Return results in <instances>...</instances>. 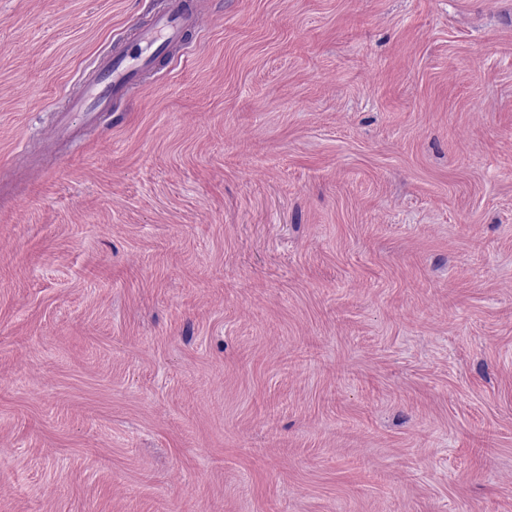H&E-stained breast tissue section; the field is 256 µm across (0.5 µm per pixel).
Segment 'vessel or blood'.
<instances>
[{
    "label": "vessel or blood",
    "instance_id": "1",
    "mask_svg": "<svg viewBox=\"0 0 512 512\" xmlns=\"http://www.w3.org/2000/svg\"><path fill=\"white\" fill-rule=\"evenodd\" d=\"M204 17L187 0H168L166 8L136 35V53L118 49L97 56L72 83L67 93L71 112L103 111L113 97L124 94L155 59L183 43L186 34L202 28Z\"/></svg>",
    "mask_w": 512,
    "mask_h": 512
}]
</instances>
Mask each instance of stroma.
<instances>
[{"instance_id":"1","label":"stroma","mask_w":512,"mask_h":512,"mask_svg":"<svg viewBox=\"0 0 512 512\" xmlns=\"http://www.w3.org/2000/svg\"><path fill=\"white\" fill-rule=\"evenodd\" d=\"M0 0V512H512V0ZM204 17L185 0H168L166 8L136 35L137 52L117 49L98 55L72 83L63 112H102L113 97L124 94L155 59L184 42L192 29L203 27Z\"/></svg>"}]
</instances>
